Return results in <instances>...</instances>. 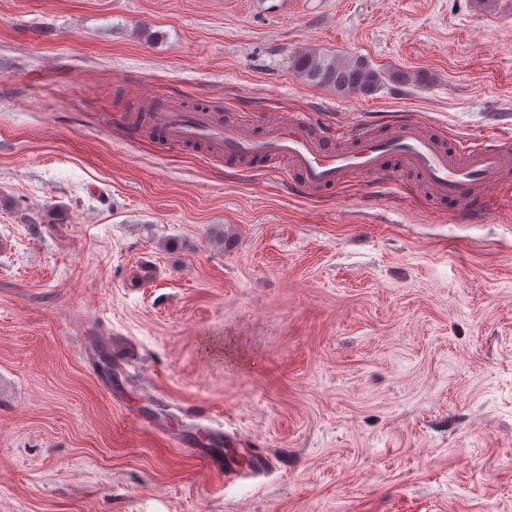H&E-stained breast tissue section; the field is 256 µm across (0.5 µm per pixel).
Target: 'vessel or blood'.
<instances>
[{
    "mask_svg": "<svg viewBox=\"0 0 512 512\" xmlns=\"http://www.w3.org/2000/svg\"><path fill=\"white\" fill-rule=\"evenodd\" d=\"M167 144L192 149L198 146L232 161L244 160L274 167L285 163L290 178L305 196H319L340 187L355 175L377 184H401L413 178L429 201L452 202L461 222L481 221L486 204L498 195L506 174L512 172V143L492 141L450 144L427 130L414 115L390 120L387 131L377 135L360 124L352 131L353 145L337 149L323 134L314 132L307 112H284L263 134H254L247 121L224 123L205 104L177 106L169 99L148 100ZM203 438L173 436L175 446L188 450L206 470L220 472L225 484L235 483L242 472L224 460L216 449L221 430L203 426Z\"/></svg>",
    "mask_w": 512,
    "mask_h": 512,
    "instance_id": "vessel-or-blood-1",
    "label": "vessel or blood"
}]
</instances>
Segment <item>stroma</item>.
I'll use <instances>...</instances> for the list:
<instances>
[{
  "mask_svg": "<svg viewBox=\"0 0 512 512\" xmlns=\"http://www.w3.org/2000/svg\"><path fill=\"white\" fill-rule=\"evenodd\" d=\"M158 93L505 139L512 0H0V512H512V173L473 224L410 179L310 198L131 133ZM188 406L269 469L144 424ZM293 71L304 83L334 90L342 96L374 94L385 78L358 56H330L305 51L294 56ZM144 422L150 427L163 431L167 437L171 438L162 421L146 419ZM194 425L205 434L203 439H197L190 435L182 434L174 435L171 438L172 442L175 446L188 450L207 471L224 473L225 484L229 485L235 483L242 477L244 472L240 470L241 467L229 458L228 464L224 465V454L222 453V449L224 450V448H215L214 452H211L208 448H202L203 444L212 446L216 442H219L223 432L212 426L203 425L201 423H195Z\"/></svg>",
  "mask_w": 512,
  "mask_h": 512,
  "instance_id": "35a3bbf8",
  "label": "stroma"
}]
</instances>
